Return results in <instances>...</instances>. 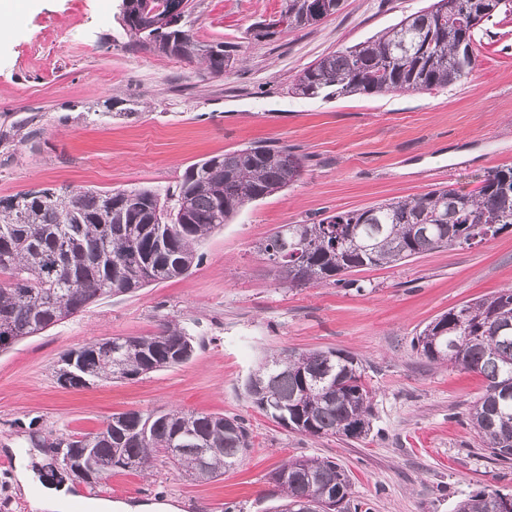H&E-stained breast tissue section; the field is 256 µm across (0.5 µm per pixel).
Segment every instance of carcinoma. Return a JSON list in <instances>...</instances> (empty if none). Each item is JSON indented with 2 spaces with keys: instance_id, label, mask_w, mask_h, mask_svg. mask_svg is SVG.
Returning <instances> with one entry per match:
<instances>
[{
  "instance_id": "cac0c4a2",
  "label": "carcinoma",
  "mask_w": 512,
  "mask_h": 512,
  "mask_svg": "<svg viewBox=\"0 0 512 512\" xmlns=\"http://www.w3.org/2000/svg\"><path fill=\"white\" fill-rule=\"evenodd\" d=\"M313 0H282L288 30L315 25ZM172 25L153 27L154 10L172 12ZM184 0H122L123 27L133 45L206 65L222 74L234 60L224 43L198 41L186 27ZM512 13V0H434L370 39L330 52L303 69L291 87L305 98L387 95L445 88L472 72L476 34L493 16ZM302 162L286 146L250 145L190 165L174 189L99 191L45 188L0 198V351L35 336L114 295L185 274L195 244L248 203L298 180ZM512 228V166L487 170L468 192L446 188L339 211L304 224L279 226L260 253L288 287L340 283L362 268L392 266L438 248L494 238ZM427 360L481 375L482 395L469 425L490 455L512 463V288L439 315L416 336ZM194 336L165 320L150 336H111L65 351L60 385L85 388L186 363ZM252 403L280 425L313 437L364 439L371 430L372 391L362 363L344 350L286 349L267 355L244 384ZM56 466L89 487L114 470L143 472L160 459L175 472L210 481L250 448L244 420L182 409L112 416L96 432L45 440ZM286 504L311 485L329 488L312 512L351 509L345 470L329 459L292 457L271 474ZM455 512H512V497L484 489Z\"/></svg>"
}]
</instances>
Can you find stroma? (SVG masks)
I'll list each match as a JSON object with an SVG mask.
<instances>
[{
  "instance_id": "obj_1",
  "label": "stroma",
  "mask_w": 512,
  "mask_h": 512,
  "mask_svg": "<svg viewBox=\"0 0 512 512\" xmlns=\"http://www.w3.org/2000/svg\"><path fill=\"white\" fill-rule=\"evenodd\" d=\"M432 0H344L317 25L258 38L281 0H192L195 38L235 47L221 75L132 48L121 0H30L0 35V197L38 188H174L198 160L256 142L302 159L298 181L243 207L199 242L187 274L90 305L0 351V512H29L13 460L44 486L53 462L31 437L94 432L112 415L178 407L237 416L251 448L222 479L195 482L164 462L122 472L128 502L179 512H276L268 476L291 456L346 471L360 512H453L483 488L512 494L466 415L483 378L421 358L412 339L449 308L512 285V230L441 248L338 285H283L257 251L278 226L451 186L473 190L512 166V16L487 22L477 66L429 93L324 100L289 94L322 55L366 41ZM176 318L196 338L186 363L87 388L55 377L66 350L146 336ZM343 349L373 393L366 439L312 437L256 408L243 385L265 353Z\"/></svg>"
}]
</instances>
